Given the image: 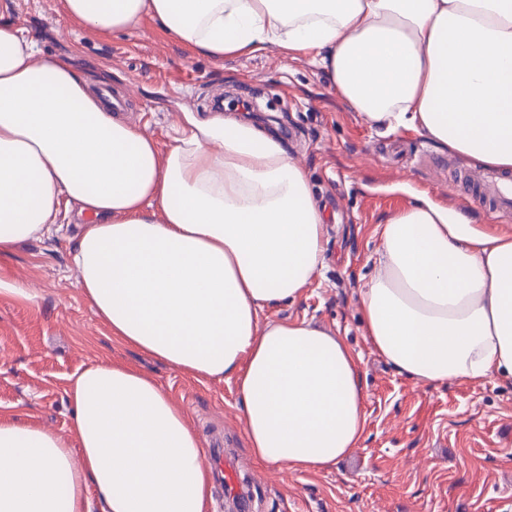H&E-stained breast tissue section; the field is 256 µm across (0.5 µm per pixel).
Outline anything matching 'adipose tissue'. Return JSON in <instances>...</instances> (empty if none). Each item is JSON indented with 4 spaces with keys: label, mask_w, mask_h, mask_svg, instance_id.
<instances>
[{
    "label": "adipose tissue",
    "mask_w": 512,
    "mask_h": 512,
    "mask_svg": "<svg viewBox=\"0 0 512 512\" xmlns=\"http://www.w3.org/2000/svg\"><path fill=\"white\" fill-rule=\"evenodd\" d=\"M103 34L152 17L216 61L307 56L361 120L512 169V0H62ZM0 17V255L80 220L78 286L114 338L196 378L236 381L252 458L317 473L367 430L360 358L314 322L260 324L323 259L304 170L264 131L187 115L168 151L102 109L72 58L39 60ZM360 290L374 352L416 383L512 377V227L428 198L380 226ZM73 440L0 419V512H210L188 415L117 361L70 378ZM80 459H73V451Z\"/></svg>",
    "instance_id": "obj_1"
}]
</instances>
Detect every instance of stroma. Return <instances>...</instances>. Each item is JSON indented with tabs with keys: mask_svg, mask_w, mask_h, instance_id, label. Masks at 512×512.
<instances>
[{
	"mask_svg": "<svg viewBox=\"0 0 512 512\" xmlns=\"http://www.w3.org/2000/svg\"><path fill=\"white\" fill-rule=\"evenodd\" d=\"M7 16L39 58L71 56L92 87L128 98L121 117L168 150L225 97L224 116L268 131L308 177L325 221V259L296 302L261 321L312 318L361 357L368 419L358 448L328 471L261 464L247 452L234 380L196 379L113 338L78 286L70 255L76 221L0 255V272L28 293L0 295V416L72 439L69 378L98 361L149 374L191 417L203 448L238 461L241 512H512V379L423 386L378 357L360 320L359 290L377 259L378 225L424 194L474 224L512 226V211L472 201L454 181L465 160L410 130L382 135L362 123L309 58L266 47L216 62L151 20L109 36L71 22L62 0H7Z\"/></svg>",
	"mask_w": 512,
	"mask_h": 512,
	"instance_id": "stroma-1",
	"label": "stroma"
}]
</instances>
